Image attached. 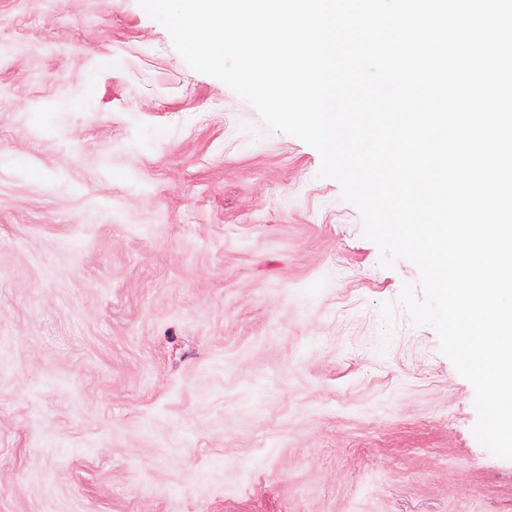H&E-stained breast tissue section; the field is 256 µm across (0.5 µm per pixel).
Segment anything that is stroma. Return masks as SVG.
I'll return each instance as SVG.
<instances>
[{"label": "stroma", "instance_id": "35a3bbf8", "mask_svg": "<svg viewBox=\"0 0 512 512\" xmlns=\"http://www.w3.org/2000/svg\"><path fill=\"white\" fill-rule=\"evenodd\" d=\"M320 162L138 0H0V512H512Z\"/></svg>", "mask_w": 512, "mask_h": 512}]
</instances>
